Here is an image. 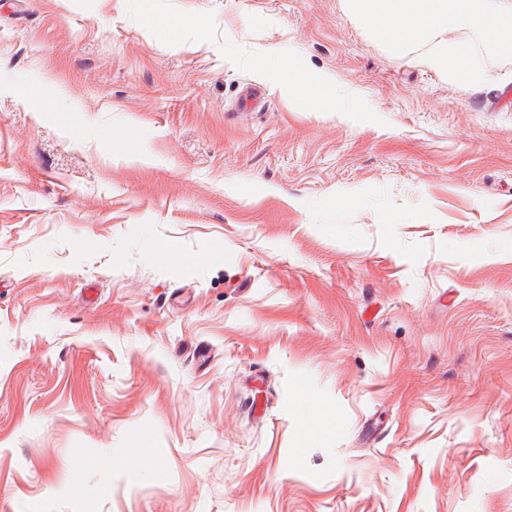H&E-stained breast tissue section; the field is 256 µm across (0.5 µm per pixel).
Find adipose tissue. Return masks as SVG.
<instances>
[{"label":"adipose tissue","instance_id":"ef3b65f1","mask_svg":"<svg viewBox=\"0 0 512 512\" xmlns=\"http://www.w3.org/2000/svg\"><path fill=\"white\" fill-rule=\"evenodd\" d=\"M351 10L368 21L374 33L401 50L423 48L422 61L449 77L479 82L483 71L475 56L455 40L457 31L480 37L499 54H512V17L489 11L486 0H349ZM265 65L280 75L315 112H335L334 84L322 74L269 50Z\"/></svg>","mask_w":512,"mask_h":512}]
</instances>
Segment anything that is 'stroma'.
Masks as SVG:
<instances>
[{"label": "stroma", "mask_w": 512, "mask_h": 512, "mask_svg": "<svg viewBox=\"0 0 512 512\" xmlns=\"http://www.w3.org/2000/svg\"><path fill=\"white\" fill-rule=\"evenodd\" d=\"M482 64L348 0H0V512H512V57ZM264 67L279 74L284 84L297 92L310 110L342 112L336 100L334 84L322 74L284 57L276 49L267 52Z\"/></svg>", "instance_id": "obj_1"}]
</instances>
